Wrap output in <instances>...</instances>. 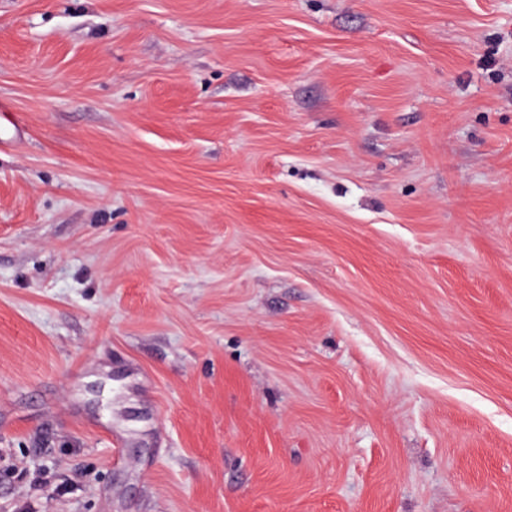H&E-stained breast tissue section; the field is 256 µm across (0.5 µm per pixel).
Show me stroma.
<instances>
[{
    "label": "stroma",
    "instance_id": "obj_1",
    "mask_svg": "<svg viewBox=\"0 0 512 512\" xmlns=\"http://www.w3.org/2000/svg\"><path fill=\"white\" fill-rule=\"evenodd\" d=\"M0 512H512V0H0Z\"/></svg>",
    "mask_w": 512,
    "mask_h": 512
}]
</instances>
